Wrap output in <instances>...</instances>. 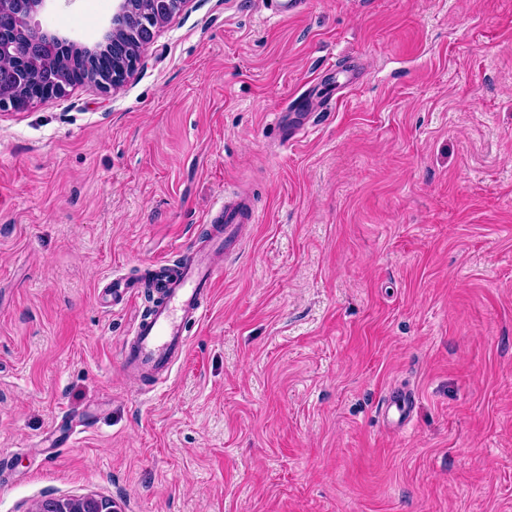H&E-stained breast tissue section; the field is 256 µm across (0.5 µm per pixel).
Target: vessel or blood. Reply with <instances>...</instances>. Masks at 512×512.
<instances>
[{"label":"vessel or blood","instance_id":"vessel-or-blood-1","mask_svg":"<svg viewBox=\"0 0 512 512\" xmlns=\"http://www.w3.org/2000/svg\"><path fill=\"white\" fill-rule=\"evenodd\" d=\"M258 221L259 213L249 197L225 195L205 240L182 249L175 259L143 262L140 276L112 277L108 286L114 304L138 296L144 288L156 295L153 307L137 317L121 348L125 368L158 379L170 375L186 349L187 324L200 322L206 315L224 255L240 245L241 225Z\"/></svg>","mask_w":512,"mask_h":512}]
</instances>
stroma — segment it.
<instances>
[{
	"mask_svg": "<svg viewBox=\"0 0 512 512\" xmlns=\"http://www.w3.org/2000/svg\"><path fill=\"white\" fill-rule=\"evenodd\" d=\"M112 13L40 21L93 47ZM235 188L260 219L206 319L164 384L130 376L149 300L106 283L206 237ZM85 494L512 512V0H191L120 88L0 111V512Z\"/></svg>",
	"mask_w": 512,
	"mask_h": 512,
	"instance_id": "obj_1",
	"label": "stroma"
}]
</instances>
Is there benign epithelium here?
Here are the masks:
<instances>
[{"mask_svg":"<svg viewBox=\"0 0 512 512\" xmlns=\"http://www.w3.org/2000/svg\"><path fill=\"white\" fill-rule=\"evenodd\" d=\"M49 0H21V13L18 15L4 11L5 0H0V35L9 27L24 36L33 33L36 38L29 41V52L35 57H51L56 51L54 35L45 30L37 16L45 8ZM189 0H146L149 9L144 11L134 6V0H116L115 11L112 15L110 27L104 38L112 39V51L120 49V40L116 37V30L137 42L136 54L125 57L114 72L99 78L97 88L103 93H109L118 88L126 78L136 69L141 60L142 52L153 41L157 29L173 18L181 7ZM80 59L73 63L69 71V80L76 82L85 73L89 72L95 64L94 50L75 44ZM17 73L14 70L4 74L0 72V110L23 111L35 104L54 96L56 88L44 86L37 91L24 96H14L3 92L5 86L10 84ZM33 512H117L112 501L96 496L85 495L62 499L47 497L41 500Z\"/></svg>","mask_w":512,"mask_h":512,"instance_id":"7a95c632","label":"benign epithelium"}]
</instances>
